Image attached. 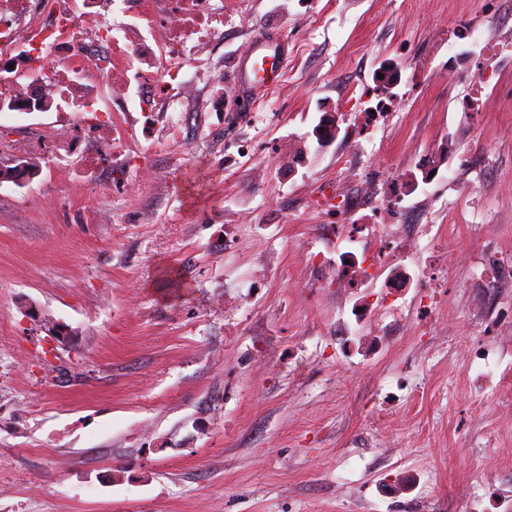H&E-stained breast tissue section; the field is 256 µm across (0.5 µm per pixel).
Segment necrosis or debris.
<instances>
[{
	"label": "necrosis or debris",
	"instance_id": "necrosis-or-debris-1",
	"mask_svg": "<svg viewBox=\"0 0 512 512\" xmlns=\"http://www.w3.org/2000/svg\"><path fill=\"white\" fill-rule=\"evenodd\" d=\"M224 28L213 0H0V110L102 112L129 87L159 93V109L180 111L190 84L186 66ZM364 152L355 145L338 159L335 223L325 225L342 251L336 289L380 282L389 295L426 290L414 312L437 310L442 242L426 206L394 209L392 192L357 177Z\"/></svg>",
	"mask_w": 512,
	"mask_h": 512
}]
</instances>
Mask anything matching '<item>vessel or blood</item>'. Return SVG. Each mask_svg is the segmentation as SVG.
<instances>
[{
  "instance_id": "vessel-or-blood-1",
  "label": "vessel or blood",
  "mask_w": 512,
  "mask_h": 512,
  "mask_svg": "<svg viewBox=\"0 0 512 512\" xmlns=\"http://www.w3.org/2000/svg\"><path fill=\"white\" fill-rule=\"evenodd\" d=\"M286 56L287 48L279 39L263 34L254 37L249 50L234 64V91L242 96H251L277 86Z\"/></svg>"
}]
</instances>
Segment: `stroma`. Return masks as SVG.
I'll return each mask as SVG.
<instances>
[{"instance_id": "obj_1", "label": "stroma", "mask_w": 512, "mask_h": 512, "mask_svg": "<svg viewBox=\"0 0 512 512\" xmlns=\"http://www.w3.org/2000/svg\"><path fill=\"white\" fill-rule=\"evenodd\" d=\"M500 0H224L201 56L231 82L257 34L288 42L284 76L224 91L192 123L0 112V512H502L512 498V70L490 108L465 112ZM396 64L397 80L377 77ZM400 101L377 131L383 179L428 197L449 273L427 326L336 331L372 288L328 282L339 141L368 98ZM330 136L318 143L316 132ZM70 148L69 178L33 149ZM98 162L88 165L87 153ZM472 167L449 185L460 154ZM484 177L479 214L460 184ZM326 261L313 267L308 247ZM63 338H56L57 328ZM493 360L476 359L480 347Z\"/></svg>"}]
</instances>
